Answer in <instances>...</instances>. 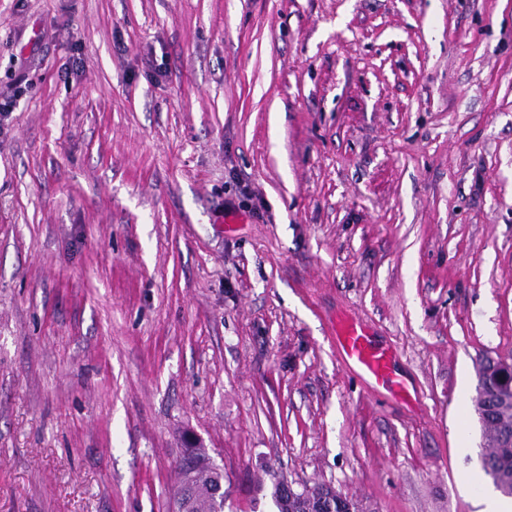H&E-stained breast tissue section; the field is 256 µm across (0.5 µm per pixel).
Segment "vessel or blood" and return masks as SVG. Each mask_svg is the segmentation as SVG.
Wrapping results in <instances>:
<instances>
[{"label":"vessel or blood","instance_id":"vessel-or-blood-1","mask_svg":"<svg viewBox=\"0 0 512 512\" xmlns=\"http://www.w3.org/2000/svg\"><path fill=\"white\" fill-rule=\"evenodd\" d=\"M336 348L342 360L363 379L392 395L403 393V382L392 373L394 350L378 344L366 324L359 321L343 324L336 333Z\"/></svg>","mask_w":512,"mask_h":512}]
</instances>
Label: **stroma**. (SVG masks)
Wrapping results in <instances>:
<instances>
[{"label":"stroma","mask_w":512,"mask_h":512,"mask_svg":"<svg viewBox=\"0 0 512 512\" xmlns=\"http://www.w3.org/2000/svg\"><path fill=\"white\" fill-rule=\"evenodd\" d=\"M1 101L0 512H170L186 431L224 512H480L512 0H0ZM336 348L342 360L365 380L397 396L404 392V384L393 376L395 352L378 344L359 321L343 324L336 332ZM276 483L281 488L293 489L284 476H277ZM277 485H274L272 497L278 512H347L350 507L353 508V512L360 511L357 503L337 492L332 493V489L328 487L313 491L303 490L296 499L290 501L284 497ZM284 500H288V509Z\"/></svg>","instance_id":"stroma-1"}]
</instances>
